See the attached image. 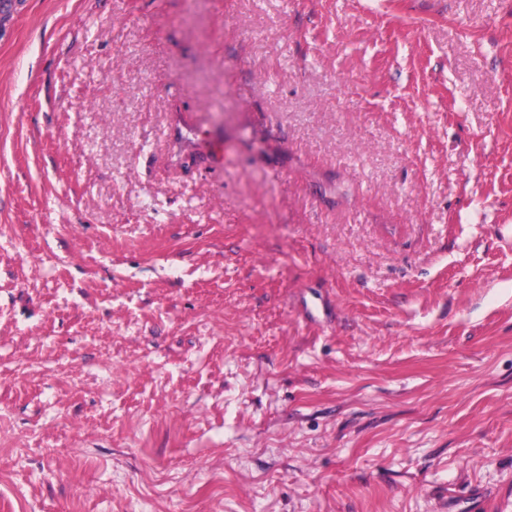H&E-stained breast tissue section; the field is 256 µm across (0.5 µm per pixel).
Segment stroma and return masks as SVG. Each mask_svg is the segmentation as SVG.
<instances>
[{"label": "stroma", "mask_w": 512, "mask_h": 512, "mask_svg": "<svg viewBox=\"0 0 512 512\" xmlns=\"http://www.w3.org/2000/svg\"><path fill=\"white\" fill-rule=\"evenodd\" d=\"M0 16V512H512V0Z\"/></svg>", "instance_id": "stroma-1"}]
</instances>
